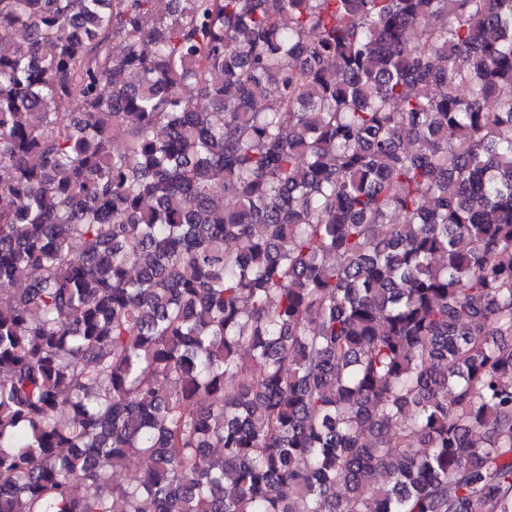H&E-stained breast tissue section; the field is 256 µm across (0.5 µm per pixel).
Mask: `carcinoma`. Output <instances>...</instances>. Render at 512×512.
Wrapping results in <instances>:
<instances>
[{
	"label": "carcinoma",
	"instance_id": "carcinoma-1",
	"mask_svg": "<svg viewBox=\"0 0 512 512\" xmlns=\"http://www.w3.org/2000/svg\"><path fill=\"white\" fill-rule=\"evenodd\" d=\"M0 198V512H512V0H0Z\"/></svg>",
	"mask_w": 512,
	"mask_h": 512
}]
</instances>
